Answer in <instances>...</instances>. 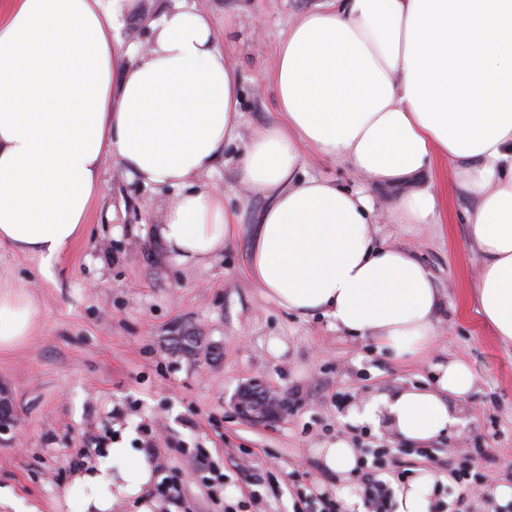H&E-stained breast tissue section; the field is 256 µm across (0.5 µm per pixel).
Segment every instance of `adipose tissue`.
<instances>
[{"label":"adipose tissue","instance_id":"1","mask_svg":"<svg viewBox=\"0 0 512 512\" xmlns=\"http://www.w3.org/2000/svg\"><path fill=\"white\" fill-rule=\"evenodd\" d=\"M129 0H0V245L38 259L45 276L84 232L107 162L131 181L179 188L158 235L178 262L223 251L239 217L196 180L236 136L240 91L208 14L163 0L148 47L123 44ZM279 122L256 130L238 171L241 200L267 203L252 234L249 276L285 310L320 314L402 358L434 339L438 293L412 253L382 245L370 196L307 176L303 150L348 161L369 182H403L435 158L476 201L484 320L512 343V0H322L275 49ZM439 200L412 189L398 224H433ZM35 306L0 285V349L25 341ZM477 377L437 364L433 384L372 397L354 420L422 446L456 424L449 398ZM153 480L143 449L113 441L74 478L81 512H112ZM437 473L395 489V512H432Z\"/></svg>","mask_w":512,"mask_h":512}]
</instances>
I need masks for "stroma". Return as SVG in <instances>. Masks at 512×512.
<instances>
[{
	"label": "stroma",
	"mask_w": 512,
	"mask_h": 512,
	"mask_svg": "<svg viewBox=\"0 0 512 512\" xmlns=\"http://www.w3.org/2000/svg\"><path fill=\"white\" fill-rule=\"evenodd\" d=\"M319 0H198L240 84L239 136L214 172L196 185L218 189L240 216L239 234L205 265L176 261L156 229L179 191L129 181L107 164L82 237L60 256L52 277L37 258L0 247V283H22L37 308L31 336L0 349V390L15 426L0 433V487L37 512H78L66 499L76 474L116 436L132 447L154 441L147 459L155 480L184 487L156 512H294L296 487L351 502L358 474L329 471L318 454L347 439L358 455L389 449L392 464L419 470L426 460L390 430L347 421L362 401L432 381L437 363L456 357L476 374L475 391L450 400L457 427L434 444L438 465L453 451L512 483V345L499 341L475 301L479 253L467 214L476 202L455 183L447 160H435L410 183L371 185L351 165L304 151L308 175L365 191L385 208L407 186L432 188L437 224L376 226L381 242L408 250L429 270L440 303L434 341L404 361L368 339L347 336L321 316H299L267 298L246 270L251 229L265 205L241 201L237 171L250 135L280 118L268 73L289 25ZM193 336L198 350L175 349ZM286 398V413L267 423L241 410L250 388ZM208 454L226 477L214 496L209 474L185 456Z\"/></svg>",
	"instance_id": "obj_1"
}]
</instances>
